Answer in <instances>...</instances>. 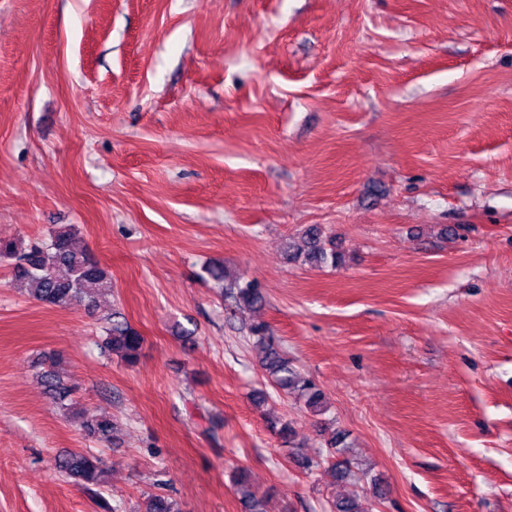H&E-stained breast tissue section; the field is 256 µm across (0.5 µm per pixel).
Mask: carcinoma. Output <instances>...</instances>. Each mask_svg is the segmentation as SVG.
<instances>
[{
	"label": "carcinoma",
	"mask_w": 512,
	"mask_h": 512,
	"mask_svg": "<svg viewBox=\"0 0 512 512\" xmlns=\"http://www.w3.org/2000/svg\"><path fill=\"white\" fill-rule=\"evenodd\" d=\"M305 248L288 252V259L302 261L312 266L343 263L344 256L336 247H326L322 232L316 225L307 227L303 233ZM0 261L11 266L12 281L24 288L38 302L64 310L82 307L92 312L97 308L100 296L112 290V280L106 271L85 250L75 244V232L71 228H60L50 234L47 242L33 243L26 248L16 242L0 239ZM206 274L224 288L226 297L239 308H259L264 303L257 282L243 276H228L221 264L205 267ZM107 327L103 340L104 350L121 358L129 365L139 362L144 337L135 330L117 311L105 316ZM253 346L261 352V365L268 381L275 389L304 403L311 412L322 415L327 411L324 392L309 378L304 377L274 343L272 332L265 323L249 327ZM40 382L45 387L52 403L67 415H78L80 429L84 435L99 443H110L116 426L104 411L85 412L77 409L73 395L74 386L65 381L54 368L39 372ZM273 431L285 443H292L295 431L292 423L281 419L269 421ZM328 447L343 459L330 466L335 480L343 482L350 475V462L344 458L348 450L345 434L335 432L328 440ZM55 470L71 478L91 491L104 483L105 469L96 456L83 450H65L55 458ZM232 489L246 512H266L265 497L257 495L245 469L235 472ZM329 512H365L361 498L357 495L335 496L328 502ZM144 512H182L178 501L164 493L147 496Z\"/></svg>",
	"instance_id": "1"
}]
</instances>
